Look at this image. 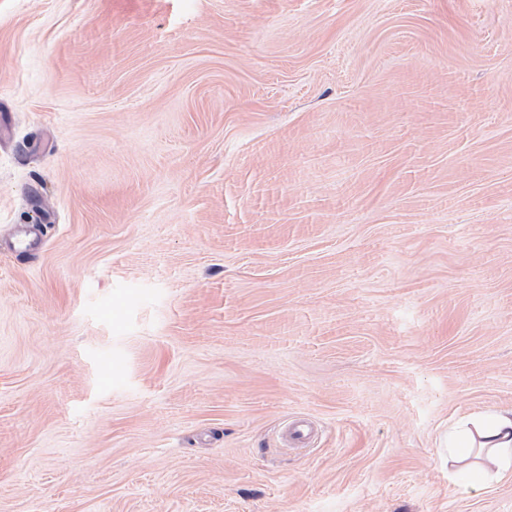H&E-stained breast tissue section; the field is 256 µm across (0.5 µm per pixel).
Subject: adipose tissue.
I'll list each match as a JSON object with an SVG mask.
<instances>
[{"mask_svg": "<svg viewBox=\"0 0 512 512\" xmlns=\"http://www.w3.org/2000/svg\"><path fill=\"white\" fill-rule=\"evenodd\" d=\"M448 460L470 462L468 490L478 492L512 474V408L472 414L448 434Z\"/></svg>", "mask_w": 512, "mask_h": 512, "instance_id": "adipose-tissue-1", "label": "adipose tissue"}]
</instances>
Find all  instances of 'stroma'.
I'll use <instances>...</instances> for the list:
<instances>
[{"label": "stroma", "instance_id": "stroma-1", "mask_svg": "<svg viewBox=\"0 0 512 512\" xmlns=\"http://www.w3.org/2000/svg\"><path fill=\"white\" fill-rule=\"evenodd\" d=\"M498 408L512 0H0V512H512ZM474 458L472 462H467ZM448 462L472 468L465 486L479 492L494 479L512 475V408L472 414L448 432Z\"/></svg>", "mask_w": 512, "mask_h": 512}]
</instances>
